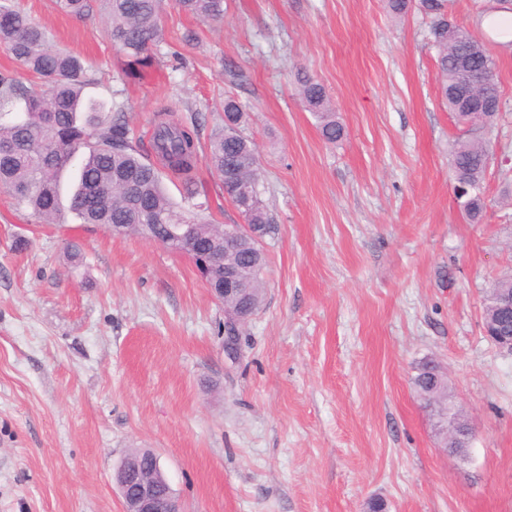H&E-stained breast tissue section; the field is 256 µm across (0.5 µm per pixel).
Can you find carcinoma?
I'll list each match as a JSON object with an SVG mask.
<instances>
[{
	"instance_id": "1",
	"label": "carcinoma",
	"mask_w": 512,
	"mask_h": 512,
	"mask_svg": "<svg viewBox=\"0 0 512 512\" xmlns=\"http://www.w3.org/2000/svg\"><path fill=\"white\" fill-rule=\"evenodd\" d=\"M449 0H418L420 10L432 17L431 35L437 52L441 94L448 110L466 122V113L454 90L472 86L499 92L495 61L484 43L467 28L448 18ZM68 15L86 16L105 6L106 34L127 57L143 61L163 40L162 0H57ZM178 8L203 20L224 18V0H176ZM0 48L16 68L0 73V116L5 106L19 108L12 121L0 120V187L15 205L29 211L40 223L50 224L61 211L59 173L79 156L82 164L69 202V210L82 224L124 225L137 233V225H153V237L169 249L191 255L198 242L224 254L220 227L195 220L175 205L165 192L163 175L181 181L184 202L201 211L209 208L195 187L199 163L213 170L223 183L229 178L252 180L259 175L255 144L243 132L242 106L233 98L224 100L228 122L212 132L206 153L199 154L203 124L199 114L156 124L145 153L133 141L122 105L106 104L83 96V89L98 82L91 67L70 52L54 49L46 31L23 11L0 0ZM300 96L320 122L323 137L336 142L343 126L320 83L300 80ZM489 150L480 139L456 144L451 174L457 199L471 219L484 209L482 193ZM174 224H194L195 241L173 243L168 239ZM228 263L237 268L251 288L254 308L263 302V250L252 237L240 239ZM512 293V278L505 276L490 287L485 302L489 321L497 314L496 299ZM412 385L424 403L433 397L431 368H417Z\"/></svg>"
}]
</instances>
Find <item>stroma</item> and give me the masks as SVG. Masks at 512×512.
<instances>
[{"label":"stroma","instance_id":"stroma-1","mask_svg":"<svg viewBox=\"0 0 512 512\" xmlns=\"http://www.w3.org/2000/svg\"><path fill=\"white\" fill-rule=\"evenodd\" d=\"M17 2L93 66L86 97L123 104L142 142L171 105L210 136L235 98L275 229L233 364L224 306L187 256L66 210L35 223L0 189V512H122L115 474L137 448L157 453L182 512H365L374 498L386 512H512V352L482 329L488 288L512 274V45L485 40L503 106L474 222L450 178L472 132L441 96L417 6L226 0L223 21L203 22L164 0L141 65L101 16ZM304 75L341 140L305 108ZM197 176L206 220L241 223L218 176ZM424 360L447 369L475 429L464 457L441 448L413 389ZM299 83L301 99L320 122L323 137L329 142L340 140L343 126L336 121V113L323 85L309 77L302 78Z\"/></svg>","mask_w":512,"mask_h":512}]
</instances>
